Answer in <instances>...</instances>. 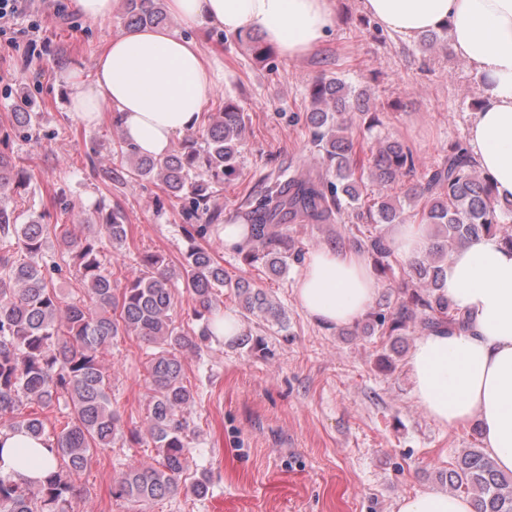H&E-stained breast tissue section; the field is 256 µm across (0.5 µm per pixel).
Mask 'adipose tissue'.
Masks as SVG:
<instances>
[{"label":"adipose tissue","instance_id":"obj_1","mask_svg":"<svg viewBox=\"0 0 512 512\" xmlns=\"http://www.w3.org/2000/svg\"><path fill=\"white\" fill-rule=\"evenodd\" d=\"M180 30L146 27L112 38L93 71L62 73L71 115L91 126L118 117L125 139L164 157L176 137L197 130L224 71L201 50L197 32L259 33L280 56H308L335 22L334 0H165ZM383 29L405 38L447 30L457 56L483 76L485 95L466 147L500 198L512 199V0H363ZM378 278L360 253L329 246L310 251L294 296L311 322L332 331L372 309ZM444 294L467 330L419 336L406 360L416 403L445 429L479 424L497 468L512 474V248L482 236L445 266ZM54 466L41 441L0 433V474L37 478ZM397 512H477L471 497L424 489L400 498Z\"/></svg>","mask_w":512,"mask_h":512}]
</instances>
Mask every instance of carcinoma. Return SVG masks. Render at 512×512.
Instances as JSON below:
<instances>
[{
  "mask_svg": "<svg viewBox=\"0 0 512 512\" xmlns=\"http://www.w3.org/2000/svg\"><path fill=\"white\" fill-rule=\"evenodd\" d=\"M127 30L159 25L166 20L161 0H125L121 15ZM311 111L306 113L311 143L325 171L307 178L275 179L246 200L252 241L240 249L243 260L274 274L285 272L287 259L298 261L292 241L274 231L290 224H331L351 214L348 228L353 246L374 260L381 276L392 270L393 250L380 224L402 220L398 197L385 189L413 172L411 150L395 140H383L361 155L355 148L351 116L365 131L379 118L371 111L370 95L354 91L337 77H320L310 88ZM16 130L31 139L37 134V113L20 99ZM245 123L238 104L224 101L201 138L187 140L162 159L140 155L126 141L115 154L127 167L106 172L109 181H158L170 197L189 201L191 215L204 218L197 233L224 220L219 186L237 174ZM12 156L0 151V431H23L43 441L54 456V469L41 481L15 480L0 474V512H69L75 492L71 476L84 468L95 449L112 447L123 433L122 415L112 408L107 375L101 363L104 349L119 336L134 335L156 352L147 366L150 396L148 428L157 463L134 462L112 482V495L132 502L174 496L182 490L207 494L210 479L203 473L183 481L191 453L185 414L194 403L186 384L182 354L200 350L214 337L209 321L222 290L233 291L239 307L266 323L286 330L285 315L267 292L246 280H232L212 253L191 247L175 268L161 254L147 253L139 274L114 284L102 254L101 240L71 238L60 233L63 263L75 268L85 286L84 297L66 301L51 284L47 269L61 268L45 260L44 243L50 232L42 217L19 223L11 202V185H25ZM381 188L369 190L368 184ZM404 198L417 207L421 223L431 229L428 249L410 263V274L385 302L367 315L366 334L397 342L409 328L453 333L466 321L441 293L448 255L483 235H497L512 248V199L499 198L489 178L462 144H456ZM93 220L118 247L127 236V217L119 204L100 205ZM182 287L195 300L198 330L176 323L172 312L175 291ZM64 406L71 420L60 433L46 432L34 406ZM452 491L471 495L478 512H512V480L506 478L478 447L459 454L445 476Z\"/></svg>",
  "mask_w": 512,
  "mask_h": 512,
  "instance_id": "carcinoma-1",
  "label": "carcinoma"
}]
</instances>
